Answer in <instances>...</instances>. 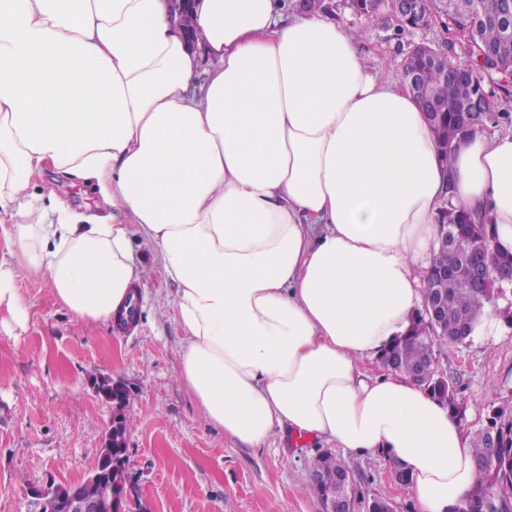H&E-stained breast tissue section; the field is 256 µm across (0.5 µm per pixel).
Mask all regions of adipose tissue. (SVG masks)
Segmentation results:
<instances>
[{
	"instance_id": "ef3b65f1",
	"label": "adipose tissue",
	"mask_w": 512,
	"mask_h": 512,
	"mask_svg": "<svg viewBox=\"0 0 512 512\" xmlns=\"http://www.w3.org/2000/svg\"><path fill=\"white\" fill-rule=\"evenodd\" d=\"M193 27L194 48L165 0H0V308L25 314L20 266L78 318L118 321L141 240L176 286L179 378L226 439L381 452L421 512H457L478 479L459 418L363 366L410 328L446 210L512 252V133L444 158L410 91L318 12L200 0ZM47 167L111 215L58 202L48 221L28 192Z\"/></svg>"
}]
</instances>
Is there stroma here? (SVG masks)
Segmentation results:
<instances>
[{"label": "stroma", "instance_id": "35a3bbf8", "mask_svg": "<svg viewBox=\"0 0 512 512\" xmlns=\"http://www.w3.org/2000/svg\"><path fill=\"white\" fill-rule=\"evenodd\" d=\"M326 17L357 36L368 63L382 75L399 74L410 51L444 45V27L400 33L384 21L357 15L347 0H326ZM52 188L75 211L101 213L92 186L76 179L31 185ZM141 269L140 319L129 334L111 324L78 319L56 298L49 280L16 269L14 286L25 308L16 322L0 309V512H35L28 487L81 481L97 457L113 410L90 381L124 382L129 399L127 467L139 492L130 512H320L310 462L332 450L322 439L290 437L258 448L225 439L210 426L178 378L183 332L174 319L175 289L151 251L134 242ZM494 308L503 334L497 344L473 341L440 347V371L455 379L473 430L491 405L512 402V286ZM359 491L384 496L397 512H419L410 489L396 487L383 454H345Z\"/></svg>", "mask_w": 512, "mask_h": 512}]
</instances>
